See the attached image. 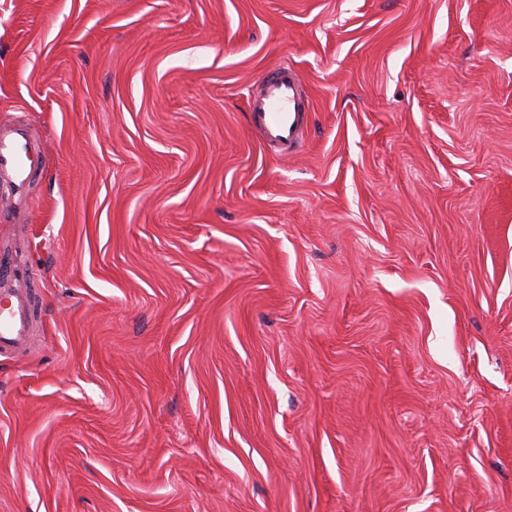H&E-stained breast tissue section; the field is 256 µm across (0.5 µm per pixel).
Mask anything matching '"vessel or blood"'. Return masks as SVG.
Here are the masks:
<instances>
[{
	"label": "vessel or blood",
	"instance_id": "b4317fda",
	"mask_svg": "<svg viewBox=\"0 0 512 512\" xmlns=\"http://www.w3.org/2000/svg\"><path fill=\"white\" fill-rule=\"evenodd\" d=\"M252 120L264 141L289 150L297 141L304 118L301 89L295 72L281 67L268 73L260 91L250 98ZM44 153L30 127L0 123V219L18 220L34 179L40 175ZM39 268L0 256V353L27 350L39 308Z\"/></svg>",
	"mask_w": 512,
	"mask_h": 512
}]
</instances>
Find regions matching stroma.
Returning <instances> with one entry per match:
<instances>
[{"instance_id": "1", "label": "stroma", "mask_w": 512, "mask_h": 512, "mask_svg": "<svg viewBox=\"0 0 512 512\" xmlns=\"http://www.w3.org/2000/svg\"><path fill=\"white\" fill-rule=\"evenodd\" d=\"M13 119L0 512H512V0H0ZM252 120L264 141L288 154L304 118L301 89L295 72L283 66L268 73L260 91L250 98ZM44 153L30 127L21 122L0 123V222H16L27 202L34 179L42 172ZM39 268L30 261H5L0 254V353H22L28 349L33 322L39 308Z\"/></svg>"}]
</instances>
